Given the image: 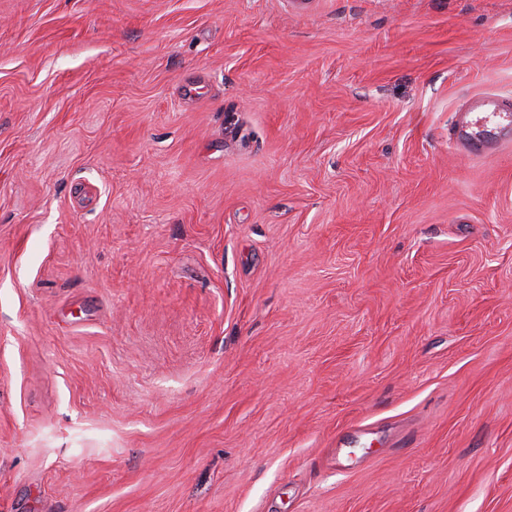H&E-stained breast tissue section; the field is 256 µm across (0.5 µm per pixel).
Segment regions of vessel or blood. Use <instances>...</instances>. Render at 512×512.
I'll return each mask as SVG.
<instances>
[{
  "label": "vessel or blood",
  "instance_id": "vessel-or-blood-1",
  "mask_svg": "<svg viewBox=\"0 0 512 512\" xmlns=\"http://www.w3.org/2000/svg\"><path fill=\"white\" fill-rule=\"evenodd\" d=\"M448 135L460 152L472 157L512 144V99L493 92L472 95L455 112Z\"/></svg>",
  "mask_w": 512,
  "mask_h": 512
}]
</instances>
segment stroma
Wrapping results in <instances>:
<instances>
[{"instance_id":"1","label":"stroma","mask_w":512,"mask_h":512,"mask_svg":"<svg viewBox=\"0 0 512 512\" xmlns=\"http://www.w3.org/2000/svg\"><path fill=\"white\" fill-rule=\"evenodd\" d=\"M512 0H0V512H512ZM449 139L472 157L492 154L512 143V100L498 93L472 95L454 112Z\"/></svg>"}]
</instances>
